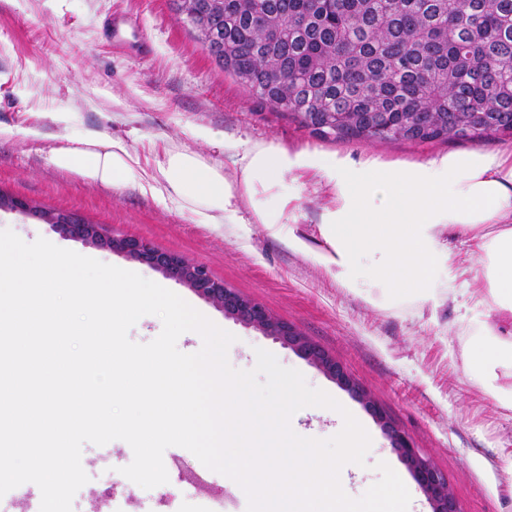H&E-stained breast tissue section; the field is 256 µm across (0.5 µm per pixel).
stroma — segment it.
<instances>
[{
    "label": "stroma",
    "mask_w": 512,
    "mask_h": 512,
    "mask_svg": "<svg viewBox=\"0 0 512 512\" xmlns=\"http://www.w3.org/2000/svg\"><path fill=\"white\" fill-rule=\"evenodd\" d=\"M115 0H0V190L67 210L113 234L141 237L205 266L215 278L262 303L274 315L335 357L404 430L420 454L447 479L461 512H512V409L487 394L464 355L468 321H485L502 334L512 318L477 304L466 285L477 257L449 237L453 271L460 284L454 301L385 306L342 286L304 253L288 245L296 234L312 247L324 245L320 217L333 206L331 188L313 173L287 177L282 222L277 230L255 223L242 204L233 224H201L177 202L142 191L137 182L105 187L56 168L49 150L88 137L119 139L152 173L166 148L202 154L233 170L238 153L253 144L291 151L318 150L384 167L428 162L481 148L511 154L512 138L471 142L357 143L323 138L288 121L238 84L204 50L177 0H122L151 44L148 54L114 52L100 34ZM216 139L198 141L196 127ZM0 229L22 240L44 235L62 248L100 262L135 270L181 296L220 328L235 335L228 361L238 370L256 363L255 351L273 353L282 366L299 370L357 415L374 443L366 464L345 485L353 498L377 482L379 458L398 471L415 500L413 512H431L427 497L364 406L307 360L273 337L228 318L214 304L140 262L64 237L35 218L0 210ZM181 467L168 483L146 490L120 469L131 447L114 440L82 447L90 480L76 493L72 512H190L183 485L202 463L181 450Z\"/></svg>",
    "instance_id": "stroma-1"
}]
</instances>
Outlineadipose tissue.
Returning a JSON list of instances; mask_svg holds the SVG:
<instances>
[{
  "label": "adipose tissue",
  "instance_id": "1",
  "mask_svg": "<svg viewBox=\"0 0 512 512\" xmlns=\"http://www.w3.org/2000/svg\"><path fill=\"white\" fill-rule=\"evenodd\" d=\"M57 168L104 186L120 187L136 176V161L120 140L86 139L81 146L50 149ZM234 173L201 154L168 149L147 188L175 199L202 224H231L240 188L255 181L271 186L286 176L311 172L336 191L335 208L321 216L325 248L314 250L296 234L288 243L309 254L348 288H383L394 301L435 302L455 293V275L441 277L452 253L446 230L460 231L481 263L479 302L512 313V156L473 150L401 169L343 163L317 151L291 152L256 144L238 154ZM474 345L469 368L482 387L512 408V336L493 327L465 325Z\"/></svg>",
  "mask_w": 512,
  "mask_h": 512
}]
</instances>
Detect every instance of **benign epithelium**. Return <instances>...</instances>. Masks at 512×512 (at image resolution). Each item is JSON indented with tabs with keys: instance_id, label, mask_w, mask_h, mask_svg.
<instances>
[{
	"instance_id": "benign-epithelium-1",
	"label": "benign epithelium",
	"mask_w": 512,
	"mask_h": 512,
	"mask_svg": "<svg viewBox=\"0 0 512 512\" xmlns=\"http://www.w3.org/2000/svg\"><path fill=\"white\" fill-rule=\"evenodd\" d=\"M203 9L222 11L224 0H208L203 7L182 4L184 14L193 19L199 18ZM5 209L27 216L37 215L69 238L144 263L184 284L200 297L213 302L224 311L225 316L253 327L295 350L339 386L357 396L371 411L389 438L392 448L406 462L414 480L427 496L432 512H459L457 502L448 490V483L443 474L420 456L408 435L387 418L360 384L319 345L277 318L263 304L227 287L223 281L214 278L204 266L163 251L148 240L114 235L104 225L81 221L66 211L42 213L38 211V207L19 197L12 199Z\"/></svg>"
}]
</instances>
